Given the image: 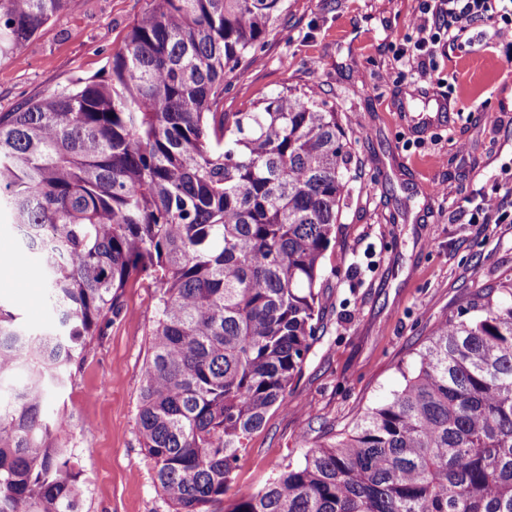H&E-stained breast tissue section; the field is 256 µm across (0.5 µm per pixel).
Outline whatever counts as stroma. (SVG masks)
Listing matches in <instances>:
<instances>
[{
	"label": "stroma",
	"mask_w": 512,
	"mask_h": 512,
	"mask_svg": "<svg viewBox=\"0 0 512 512\" xmlns=\"http://www.w3.org/2000/svg\"><path fill=\"white\" fill-rule=\"evenodd\" d=\"M255 58L230 80L224 109L318 84L352 141V190L323 259L324 329L288 399L251 435L237 489H261L280 463L351 430L404 384L437 320L512 273V223L473 224L462 203L498 191L512 203V62L473 38L436 71L396 78L393 50L414 34L418 0H288ZM146 0H69L26 47L0 61V115L99 73ZM0 297L33 328L51 323L35 257L0 227ZM124 309L93 341L75 377L47 401L70 421L80 512H167L137 434L141 374L157 314L154 286L126 288Z\"/></svg>",
	"instance_id": "35a3bbf8"
}]
</instances>
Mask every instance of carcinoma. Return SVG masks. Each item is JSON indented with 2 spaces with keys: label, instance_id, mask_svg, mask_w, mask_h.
Returning a JSON list of instances; mask_svg holds the SVG:
<instances>
[{
  "label": "carcinoma",
  "instance_id": "cac0c4a2",
  "mask_svg": "<svg viewBox=\"0 0 512 512\" xmlns=\"http://www.w3.org/2000/svg\"><path fill=\"white\" fill-rule=\"evenodd\" d=\"M69 0H0L11 59ZM285 0H148L104 76L0 115V215L54 321L0 299V512H78L43 412L132 281L158 291L137 429L169 512H512V275L435 323L392 400L231 493L246 441L323 329L351 141L315 88L223 112Z\"/></svg>",
  "mask_w": 512,
  "mask_h": 512
}]
</instances>
